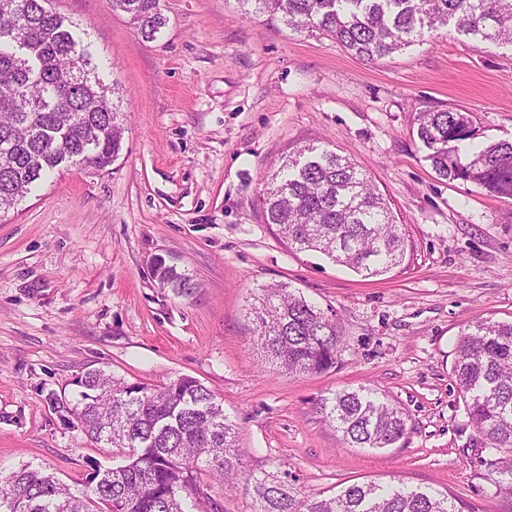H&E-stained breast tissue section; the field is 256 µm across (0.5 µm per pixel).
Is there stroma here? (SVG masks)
Returning <instances> with one entry per match:
<instances>
[{
	"instance_id": "obj_1",
	"label": "stroma",
	"mask_w": 512,
	"mask_h": 512,
	"mask_svg": "<svg viewBox=\"0 0 512 512\" xmlns=\"http://www.w3.org/2000/svg\"><path fill=\"white\" fill-rule=\"evenodd\" d=\"M53 5L128 117L112 166L62 168L0 215V473L29 463L73 486L113 464L72 412L85 372L154 386L186 375L238 428L240 479L210 488L224 512H252L253 478L276 471L324 496L399 482L497 512L452 369L472 321L512 320V199L437 175L414 118L461 110L479 143L512 141V47L450 28L369 62L236 0H161L153 40L110 0ZM313 142L390 200L401 265L364 278L266 223L265 179ZM157 254L194 276L192 297L158 287ZM279 283L335 317L334 367L288 374L257 349L258 289ZM359 387L408 414L394 447H346L325 422L320 399Z\"/></svg>"
}]
</instances>
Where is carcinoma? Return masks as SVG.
Masks as SVG:
<instances>
[{"mask_svg": "<svg viewBox=\"0 0 512 512\" xmlns=\"http://www.w3.org/2000/svg\"><path fill=\"white\" fill-rule=\"evenodd\" d=\"M0 14V211L18 204L69 158L103 170L122 149L127 113L109 99L76 36L51 0H10ZM139 34L166 25L160 0H111ZM246 16H280L290 29L328 36L374 62L451 24L460 33L512 46V0H237ZM17 40L28 56L9 51ZM416 135L442 177L512 198V141L466 149L478 130L467 112H419ZM269 224L291 248L319 252L370 278L399 266L406 234L391 203L350 158L314 143L271 174L259 192ZM158 286L191 297L197 282L172 260L154 264ZM253 307L264 356L290 373H321L336 363V320L286 283L260 288ZM469 446L484 455L498 512H512V321L477 320L460 336L453 366ZM73 412L86 434L118 449L122 462L94 468L80 487L26 464L0 474V512H223L201 480L235 479L241 463L236 427L199 380L178 377L155 388L92 370ZM326 422L354 448H391L407 415L378 392L339 390L319 403ZM255 512H463L447 496L375 483L334 496L307 493L290 474L254 478Z\"/></svg>", "mask_w": 512, "mask_h": 512, "instance_id": "1", "label": "carcinoma"}]
</instances>
